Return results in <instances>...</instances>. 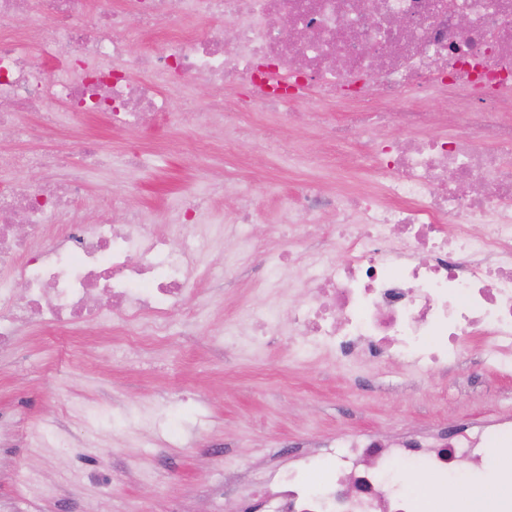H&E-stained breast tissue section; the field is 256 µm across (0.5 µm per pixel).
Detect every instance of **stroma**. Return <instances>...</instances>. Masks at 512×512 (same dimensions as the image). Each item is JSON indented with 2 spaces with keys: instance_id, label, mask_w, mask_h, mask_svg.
Returning <instances> with one entry per match:
<instances>
[{
  "instance_id": "1",
  "label": "stroma",
  "mask_w": 512,
  "mask_h": 512,
  "mask_svg": "<svg viewBox=\"0 0 512 512\" xmlns=\"http://www.w3.org/2000/svg\"><path fill=\"white\" fill-rule=\"evenodd\" d=\"M116 161L87 176L83 203L94 222L96 201L115 195L140 209L149 223H170L178 201L202 182H216L221 202L202 216L229 224L236 193L264 197L270 185L290 190L301 179L326 192L384 182L361 157L363 143L332 146L317 130L297 126L284 136L309 170L283 171L244 137L231 151L202 153L195 135L168 122L151 131L116 132L88 122ZM140 145L149 166L132 170L117 158ZM288 216L269 202L256 216L255 238L270 253L312 250L289 234ZM240 261L224 269V252ZM208 268L189 303L205 305V319L172 313L164 334L112 358V342L95 324L49 335L26 326L18 350L0 355V512H234L254 473L285 471L298 456L340 434L392 436L448 430L512 414V371L489 369L476 342L448 368L419 370L359 354L298 355L287 318L259 344L243 347L224 324L247 309L267 306V282L277 267L247 252L235 236L204 255ZM36 482L21 491L20 475Z\"/></svg>"
}]
</instances>
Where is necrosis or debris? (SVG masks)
I'll return each instance as SVG.
<instances>
[{"instance_id": "obj_1", "label": "necrosis or debris", "mask_w": 512, "mask_h": 512, "mask_svg": "<svg viewBox=\"0 0 512 512\" xmlns=\"http://www.w3.org/2000/svg\"><path fill=\"white\" fill-rule=\"evenodd\" d=\"M37 24L18 23L31 0H0V134L36 138L59 113L73 125L105 118L113 130H150L179 117L201 130L199 113L175 111L174 94L202 81L213 90L210 118L256 109L277 114L262 149L280 133L324 122L336 144L366 137V158L390 177L384 200L367 191L330 194L301 182L281 197L288 212L332 215L336 235L299 274L304 292L290 305L288 332L302 353L347 357L363 351L416 368L447 367L463 341L486 337L498 370L512 368V0H102L87 28V0H42ZM294 21L282 32L278 19ZM234 19L231 31L209 27ZM466 37L453 39L459 17ZM168 34L144 53L134 44ZM146 72L133 78L132 70ZM413 92L451 98L448 111L397 109ZM51 101L56 111H41ZM343 120H322L327 104ZM35 113V122L24 116ZM208 117V118H209ZM409 130L379 144L371 125ZM452 125V138L427 128ZM96 137L79 157L58 155L44 182L36 151H0V267L24 285L0 287V353L17 347L23 323L53 329L112 315L128 343L166 325L192 291L190 259L201 242L224 243V229L200 216L216 188L182 197L174 223L157 228L116 197L103 198L93 223L80 201L90 168L111 162ZM456 181H449V174ZM482 231H472V224ZM512 446V420L420 437L343 435L323 464L256 479L237 512H448L426 501L394 471L454 479L469 493L500 449Z\"/></svg>"}]
</instances>
